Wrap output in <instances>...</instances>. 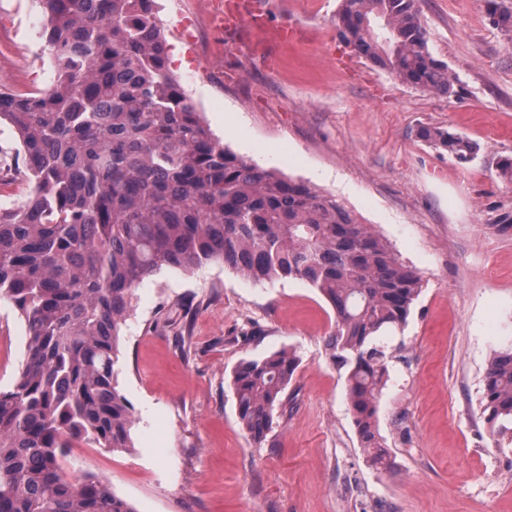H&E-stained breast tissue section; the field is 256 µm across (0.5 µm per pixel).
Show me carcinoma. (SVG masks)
Masks as SVG:
<instances>
[{
	"label": "carcinoma",
	"mask_w": 512,
	"mask_h": 512,
	"mask_svg": "<svg viewBox=\"0 0 512 512\" xmlns=\"http://www.w3.org/2000/svg\"><path fill=\"white\" fill-rule=\"evenodd\" d=\"M512 42V0H480ZM53 81L0 91V122L27 159L29 195L0 206V300L24 319L25 360L0 389V512H135L110 483L67 477L69 448L132 447L115 365L134 289L163 268L222 261L254 283L306 281L330 305L332 357L369 461L389 466L378 429L391 352L421 278L336 198L225 148L168 65L155 0H40ZM339 37L399 82L452 95L418 0H341ZM419 135L466 164L477 147L440 128ZM299 359L242 362L232 385L255 442L288 405ZM482 413L512 425V347L491 360Z\"/></svg>",
	"instance_id": "obj_1"
}]
</instances>
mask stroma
<instances>
[{"label":"stroma","mask_w":512,"mask_h":512,"mask_svg":"<svg viewBox=\"0 0 512 512\" xmlns=\"http://www.w3.org/2000/svg\"><path fill=\"white\" fill-rule=\"evenodd\" d=\"M210 0H156L171 70L214 135L238 156L335 196L384 238L423 288L393 350L378 429L390 465L372 468L355 429L345 371L331 355L334 315L306 282L262 285L213 261L165 268L135 290L121 327L119 390L133 448L72 454L70 478L91 472L137 512H512V432L491 435L481 407L494 351L512 346V46L479 0H419L433 54L454 96L392 78L345 44L339 0H270L294 21V43L266 63L263 31L246 52L215 54L212 74L177 35L205 21ZM37 0H0L14 67L0 88L47 86L51 57ZM473 141L459 164L423 142V127ZM26 327L0 301V389L17 377ZM295 352L288 410L264 441L237 415L235 368Z\"/></svg>","instance_id":"obj_1"}]
</instances>
